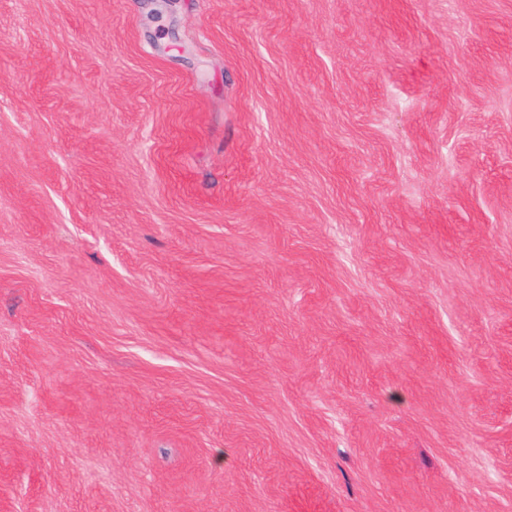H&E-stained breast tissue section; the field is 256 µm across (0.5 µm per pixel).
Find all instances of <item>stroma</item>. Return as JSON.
<instances>
[{"label": "stroma", "mask_w": 512, "mask_h": 512, "mask_svg": "<svg viewBox=\"0 0 512 512\" xmlns=\"http://www.w3.org/2000/svg\"><path fill=\"white\" fill-rule=\"evenodd\" d=\"M0 512H512V0H0Z\"/></svg>", "instance_id": "obj_1"}]
</instances>
